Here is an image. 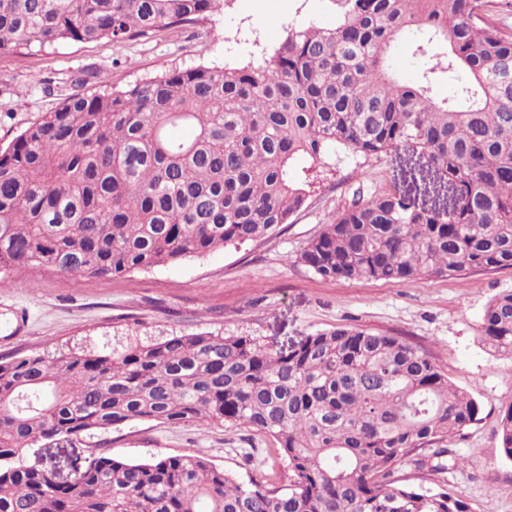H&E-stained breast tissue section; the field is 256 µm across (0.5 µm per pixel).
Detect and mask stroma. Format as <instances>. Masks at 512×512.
I'll use <instances>...</instances> for the list:
<instances>
[{
  "label": "stroma",
  "mask_w": 512,
  "mask_h": 512,
  "mask_svg": "<svg viewBox=\"0 0 512 512\" xmlns=\"http://www.w3.org/2000/svg\"><path fill=\"white\" fill-rule=\"evenodd\" d=\"M335 20L333 0H226L197 25L143 38L70 42L21 57L0 53V148L73 93L123 89L199 64H258L288 27ZM358 188L408 192L428 206L447 200L409 150L380 163L339 153L314 172L305 205L264 239L125 278L75 277L49 266L1 273L0 357L108 350L133 335L172 332L249 335L277 349L340 326L398 336L480 407L478 421L452 440L465 466L435 478L405 465L401 476L414 486L445 481L473 512H512V461L501 454L498 431L500 415L512 407V356L489 352L479 338L482 311L496 293L512 289V269L404 282L318 276L300 254ZM94 450L129 461L201 454L244 479L263 472L279 486L290 480L268 436L200 423L134 421L40 448L39 457L66 480L76 459Z\"/></svg>",
  "instance_id": "1"
}]
</instances>
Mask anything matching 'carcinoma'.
Here are the masks:
<instances>
[{
	"instance_id": "obj_1",
	"label": "carcinoma",
	"mask_w": 512,
	"mask_h": 512,
	"mask_svg": "<svg viewBox=\"0 0 512 512\" xmlns=\"http://www.w3.org/2000/svg\"><path fill=\"white\" fill-rule=\"evenodd\" d=\"M330 26L291 28L263 63L174 69L75 93L0 148V270L122 277L262 238L308 199L302 175L337 151H419L444 209L390 191L351 201L300 254L331 279L415 281L512 269V33L486 0H334ZM224 0H0V52L122 41L196 24ZM437 62L404 83L396 41ZM444 77L455 94L438 100ZM481 343L512 355V289ZM480 408L424 352L357 327L286 351L251 336L132 338L101 352L0 359V512H472L444 483L452 437ZM132 421L244 428L275 442L288 487L244 482L200 455L91 453L55 484L21 455ZM512 460V407L501 414Z\"/></svg>"
}]
</instances>
